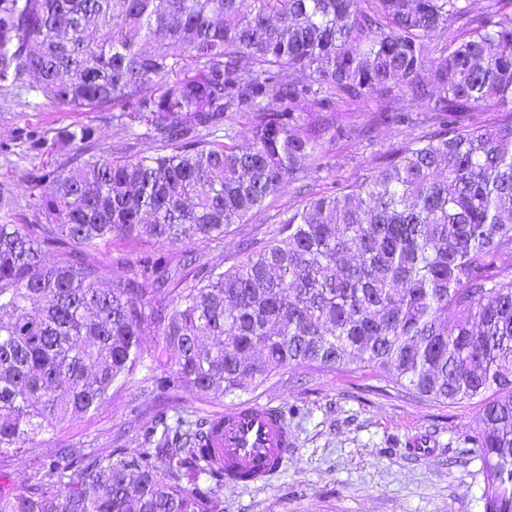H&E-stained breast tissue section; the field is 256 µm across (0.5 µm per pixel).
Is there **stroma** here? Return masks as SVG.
Wrapping results in <instances>:
<instances>
[{"label":"stroma","instance_id":"obj_1","mask_svg":"<svg viewBox=\"0 0 512 512\" xmlns=\"http://www.w3.org/2000/svg\"><path fill=\"white\" fill-rule=\"evenodd\" d=\"M92 125L101 147L123 139L111 108L72 112L43 101L32 104L0 89V224H37L31 206L32 175L47 164L66 161L71 150L64 133L73 125ZM45 139V152L26 151L22 132ZM410 131L398 125L374 126L371 143L341 138L326 145L328 167L309 171L302 187H288L268 199L246 223L231 225L219 247L186 241L164 247L173 264L187 254H205L210 263L228 267L242 258L244 246L275 237L283 212L297 207L304 194L368 173L378 153L407 141ZM149 245L140 240L115 242L110 250L90 254L106 278L129 275L132 263ZM144 372L129 377L110 404L84 419L36 436L52 448H138L141 426L169 408L189 419L223 411L239 402L294 405L287 416L295 438L282 469L268 482L250 488L225 486L224 512H484L481 466L467 435L479 412L476 405H444L403 389H394L369 369L348 365L332 372L292 366L255 391L224 399H202L188 391L175 399L145 392ZM427 440L429 452L411 453Z\"/></svg>","mask_w":512,"mask_h":512}]
</instances>
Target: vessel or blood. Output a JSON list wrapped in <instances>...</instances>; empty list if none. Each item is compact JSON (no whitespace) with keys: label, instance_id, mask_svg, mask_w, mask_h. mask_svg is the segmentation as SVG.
<instances>
[{"label":"vessel or blood","instance_id":"obj_1","mask_svg":"<svg viewBox=\"0 0 512 512\" xmlns=\"http://www.w3.org/2000/svg\"><path fill=\"white\" fill-rule=\"evenodd\" d=\"M210 445L225 480L247 488L281 469L293 438L278 408L252 402L214 416Z\"/></svg>","mask_w":512,"mask_h":512}]
</instances>
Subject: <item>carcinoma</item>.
Segmentation results:
<instances>
[{
	"label": "carcinoma",
	"mask_w": 512,
	"mask_h": 512,
	"mask_svg": "<svg viewBox=\"0 0 512 512\" xmlns=\"http://www.w3.org/2000/svg\"><path fill=\"white\" fill-rule=\"evenodd\" d=\"M0 88L110 106L130 140L102 151L71 128L70 160L35 184L46 223L0 224V454L35 452L32 435L140 368L170 396L218 399L359 362L434 402L477 401L485 512H512V0H0ZM338 102L432 130L283 213L235 265L198 257L189 276L150 251L100 287L83 255L219 242L325 169L324 143L349 135ZM48 246L65 249L52 266ZM206 422L161 414L118 453L50 448L33 483L0 486V512H224Z\"/></svg>",
	"instance_id": "cac0c4a2"
}]
</instances>
